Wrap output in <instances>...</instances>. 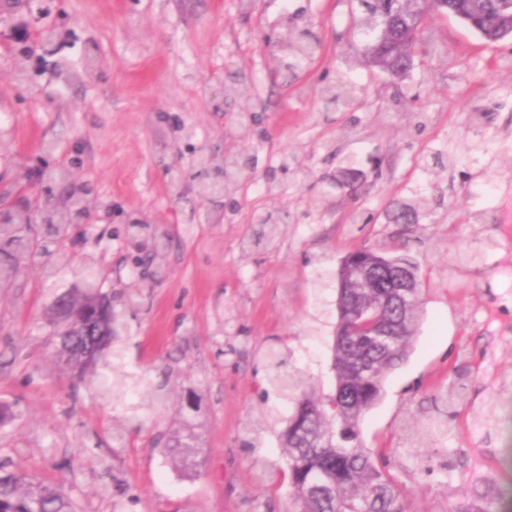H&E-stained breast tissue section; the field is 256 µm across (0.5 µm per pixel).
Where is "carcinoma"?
<instances>
[{
  "mask_svg": "<svg viewBox=\"0 0 512 512\" xmlns=\"http://www.w3.org/2000/svg\"><path fill=\"white\" fill-rule=\"evenodd\" d=\"M367 2L382 16V23L376 30L365 32L360 51L362 63L391 74L410 69L420 42L408 38V31L427 13V0H401L395 10L389 7L391 0ZM441 11L467 24L487 41L512 37V0H441ZM44 213L52 221L50 236L41 239V248L48 253L68 223L54 207L46 208ZM30 249L24 225L0 223V252L6 257L0 264V276L11 277ZM354 255L367 270V276L359 278L347 267L342 271L343 292L338 305L341 332L335 336L332 363L334 393L324 398L314 396L300 376L282 370L285 359L271 355L270 383L285 397L295 400L280 439L286 449L288 484L297 512H347L351 506L362 512H406L384 466L360 446L358 423L378 400L385 373L403 359L418 304L394 302L391 289L381 279L383 269L407 259L368 249L357 250ZM63 298L66 305H54L59 322L103 303L112 305L111 297L101 293H65ZM362 308L379 311L381 323L396 332L392 347H382L354 331L355 314ZM115 318L113 313L107 319L95 353L88 351L81 336L61 337V355L74 376L82 378L94 370L111 340L110 323ZM193 439L192 425L186 420L167 442L174 463L183 470L191 467ZM462 493L464 502L451 512H492V490L480 491L471 485ZM0 512L74 510L63 489L34 483L23 471L0 463Z\"/></svg>",
  "mask_w": 512,
  "mask_h": 512,
  "instance_id": "carcinoma-1",
  "label": "carcinoma"
}]
</instances>
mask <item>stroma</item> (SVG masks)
<instances>
[{
	"label": "stroma",
	"instance_id": "stroma-1",
	"mask_svg": "<svg viewBox=\"0 0 512 512\" xmlns=\"http://www.w3.org/2000/svg\"><path fill=\"white\" fill-rule=\"evenodd\" d=\"M41 7L0 15V204L84 188L88 218L0 283V461L61 486L75 512H289L293 403L266 357L333 393L337 271L369 248L414 262L421 307L361 445L406 512H450L484 474L494 512H512V38L432 15L398 80L360 62L356 0ZM29 25L52 30L53 54ZM204 155L249 173L200 198ZM402 205L413 223L392 220ZM266 221L278 230L258 239ZM90 288L118 319L80 380L58 362L52 308ZM185 420L192 475L166 455Z\"/></svg>",
	"mask_w": 512,
	"mask_h": 512
}]
</instances>
